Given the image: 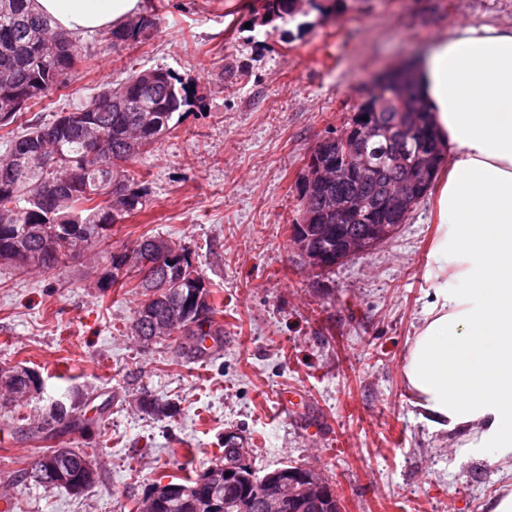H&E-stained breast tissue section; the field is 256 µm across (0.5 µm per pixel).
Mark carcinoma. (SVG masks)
Wrapping results in <instances>:
<instances>
[{
  "instance_id": "carcinoma-1",
  "label": "carcinoma",
  "mask_w": 512,
  "mask_h": 512,
  "mask_svg": "<svg viewBox=\"0 0 512 512\" xmlns=\"http://www.w3.org/2000/svg\"><path fill=\"white\" fill-rule=\"evenodd\" d=\"M297 0H264L262 23L295 14ZM156 27L153 15L143 14L119 27L100 31L101 42L117 49L148 39ZM81 58L77 38L56 31L50 20L37 15L31 0H0V103L13 108L0 112V123L8 125L20 112L66 86ZM154 78L144 80L145 71L134 70L118 86L106 88L90 101L74 107L79 118H61L50 124H32L9 140L8 155L0 159V257L15 270L39 269L52 273L65 264L77 249L95 251L112 236V228L146 207L137 164L145 149L167 131L176 112L191 100L174 75L163 69L152 70ZM362 112H381L385 123L400 113H416L433 126L431 115L419 101L415 83L380 87ZM152 117L142 124L143 115ZM99 137L98 151L86 152V141ZM140 143L131 150V143ZM402 148L416 156L420 141L400 142L378 136L369 143L372 168L349 171L341 180L331 178L316 191L302 184V203L315 214V223L292 225L293 239L314 240L320 248H336V238L362 230L360 213L370 212L382 221L389 214L393 193L405 182V172L393 162V153ZM40 152L45 162L26 167L15 163V155ZM315 159L336 166V143L324 141ZM364 204L344 224L335 222L330 203L335 200ZM174 242L148 236L126 244L121 250L106 252L102 260L112 268L104 284L125 286L136 279L142 299L133 321L135 336L151 342L161 336L181 334L186 353L202 352L201 340L220 336L223 329L215 322L217 309L210 301L208 287H198L179 264L164 263L153 270L146 259L156 260ZM167 287L154 289V281ZM8 402H21L37 387V380L26 369L4 372ZM142 409L158 418L171 416V406L156 399L142 400ZM86 424L55 404L37 432L50 437L57 429L69 432L85 429ZM87 455L73 448H50L26 470L29 482L43 488H63L78 493L74 479ZM223 457L194 471L188 478L172 480L166 487L173 493L155 506L141 503V512H210L212 501L222 503V512H268L264 490L251 484L248 470L224 481ZM280 512H336V501L318 506L296 499Z\"/></svg>"
}]
</instances>
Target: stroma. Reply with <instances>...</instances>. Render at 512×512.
Segmentation results:
<instances>
[{
    "label": "stroma",
    "mask_w": 512,
    "mask_h": 512,
    "mask_svg": "<svg viewBox=\"0 0 512 512\" xmlns=\"http://www.w3.org/2000/svg\"><path fill=\"white\" fill-rule=\"evenodd\" d=\"M157 27L112 50L98 33L65 87L23 117L49 123L131 70L164 69L193 103L143 154L147 205L110 248L159 235L184 245L209 283L224 334L209 354L173 335L132 330L141 296L101 287L88 255L52 274L0 265V367L39 388L0 409V494L12 512H138L148 488L244 439L257 474L305 465L327 478L342 512H491L512 478L496 449L467 448L420 417L403 380L408 342L435 283L433 196L373 252L313 270L292 237L308 158L340 135L386 71L415 62L465 25L512 27V0H319L262 23L263 0H145ZM300 402L289 406L283 393ZM169 418L139 408L143 396ZM84 432L32 438L56 402ZM77 448L97 468L75 494L24 482L45 448Z\"/></svg>",
    "instance_id": "obj_1"
}]
</instances>
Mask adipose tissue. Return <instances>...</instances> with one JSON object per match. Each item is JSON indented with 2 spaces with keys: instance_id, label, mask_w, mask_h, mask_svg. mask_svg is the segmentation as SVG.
I'll return each mask as SVG.
<instances>
[{
  "instance_id": "adipose-tissue-1",
  "label": "adipose tissue",
  "mask_w": 512,
  "mask_h": 512,
  "mask_svg": "<svg viewBox=\"0 0 512 512\" xmlns=\"http://www.w3.org/2000/svg\"><path fill=\"white\" fill-rule=\"evenodd\" d=\"M58 31H100L144 0H33ZM417 80L450 153L438 185L436 286L403 375L413 406L466 447L512 460V28L436 41Z\"/></svg>"
}]
</instances>
